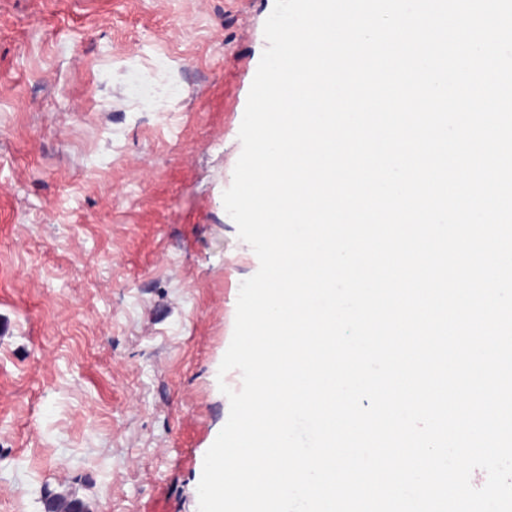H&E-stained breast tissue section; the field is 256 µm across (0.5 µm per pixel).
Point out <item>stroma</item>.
<instances>
[{"instance_id": "obj_1", "label": "stroma", "mask_w": 512, "mask_h": 512, "mask_svg": "<svg viewBox=\"0 0 512 512\" xmlns=\"http://www.w3.org/2000/svg\"><path fill=\"white\" fill-rule=\"evenodd\" d=\"M273 5L0 0V512H198Z\"/></svg>"}]
</instances>
